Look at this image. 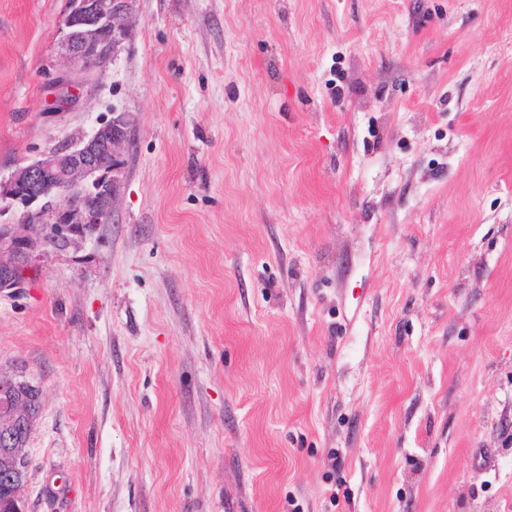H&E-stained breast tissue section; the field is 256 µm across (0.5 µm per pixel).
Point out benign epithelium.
<instances>
[{"label":"benign epithelium","instance_id":"1","mask_svg":"<svg viewBox=\"0 0 512 512\" xmlns=\"http://www.w3.org/2000/svg\"><path fill=\"white\" fill-rule=\"evenodd\" d=\"M63 41L66 62L86 71L115 57L129 33L132 0H69ZM131 145L128 113L114 112L93 134L18 165L0 178V293L24 286L32 259L51 248L63 251L108 223ZM68 204H59L60 198ZM39 224L43 235L30 228ZM0 393V512H27L21 491L28 461L14 446L29 438L38 414L30 407L31 383L14 373Z\"/></svg>","mask_w":512,"mask_h":512}]
</instances>
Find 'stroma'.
<instances>
[{
    "mask_svg": "<svg viewBox=\"0 0 512 512\" xmlns=\"http://www.w3.org/2000/svg\"><path fill=\"white\" fill-rule=\"evenodd\" d=\"M67 8L0 0V174L133 136L0 295L27 512H512V0H134L56 111Z\"/></svg>",
    "mask_w": 512,
    "mask_h": 512,
    "instance_id": "1",
    "label": "stroma"
}]
</instances>
